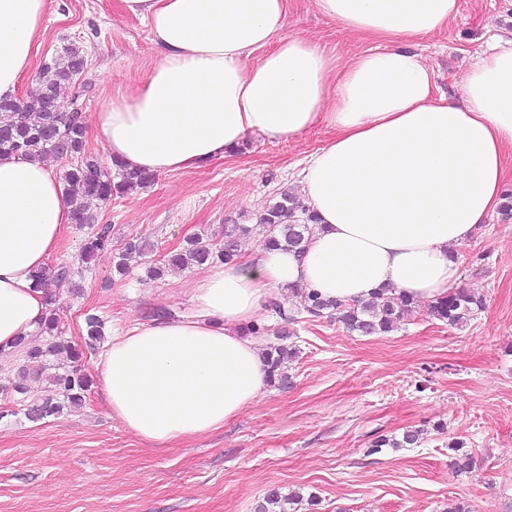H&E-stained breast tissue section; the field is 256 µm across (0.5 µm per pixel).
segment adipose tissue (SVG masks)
<instances>
[{
    "label": "adipose tissue",
    "mask_w": 512,
    "mask_h": 512,
    "mask_svg": "<svg viewBox=\"0 0 512 512\" xmlns=\"http://www.w3.org/2000/svg\"><path fill=\"white\" fill-rule=\"evenodd\" d=\"M156 58L92 125L108 160L161 175L231 157L252 135L331 138L306 161L318 228L305 253L249 248L191 284L194 312L114 332L94 372L110 415L155 444L199 438L266 394L267 367L242 331L263 297L303 288L355 303L383 291L417 303L460 280L453 249L503 202L512 155V38H492L456 98L435 96L407 41L441 33L458 0H313L339 29L376 41L342 63L283 37L289 0H121ZM48 0H0V98H15L48 29ZM51 164L0 157V349L46 315L34 274L71 224Z\"/></svg>",
    "instance_id": "1"
}]
</instances>
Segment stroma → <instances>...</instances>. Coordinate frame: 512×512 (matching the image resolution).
Here are the masks:
<instances>
[{
  "instance_id": "1",
  "label": "stroma",
  "mask_w": 512,
  "mask_h": 512,
  "mask_svg": "<svg viewBox=\"0 0 512 512\" xmlns=\"http://www.w3.org/2000/svg\"><path fill=\"white\" fill-rule=\"evenodd\" d=\"M459 8L447 30L411 44L439 96L457 95L491 35H512V0H459ZM49 19L39 59L71 42L86 52L77 90L84 123L154 61L146 22L120 0H53ZM282 34L313 39L342 61L373 46L312 0H292ZM329 136L321 125L292 140L254 136L233 157L156 176L104 204L98 221L110 225L112 247L76 277V292H62L66 338L83 344L89 313L111 330L190 314L189 283L203 267L149 280L138 264L122 277L116 251L142 238L160 255L193 234L222 236L227 221L254 223L275 193L300 190L304 158ZM457 253L464 287L485 297L459 326L418 308L393 332L361 336L333 316L308 315L298 298L267 295L255 343L295 348L287 382L222 429L159 449L112 419L94 387L82 405L26 419L14 385L33 399L48 382L1 357L0 512H257L274 491L299 494L293 512H446L452 501L512 512V217L493 213ZM412 429L424 432L417 445L371 453L376 438ZM455 439L474 457L470 471L450 466Z\"/></svg>"
}]
</instances>
